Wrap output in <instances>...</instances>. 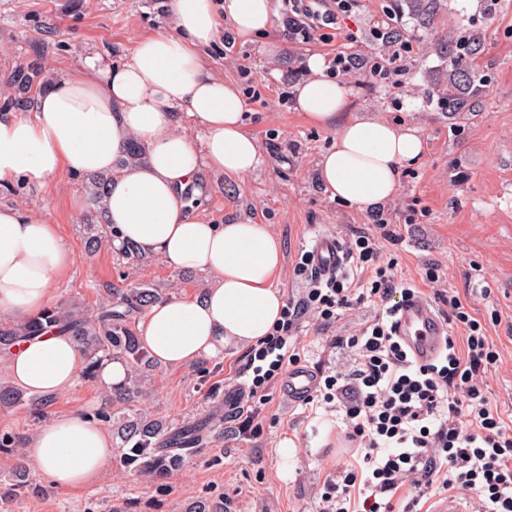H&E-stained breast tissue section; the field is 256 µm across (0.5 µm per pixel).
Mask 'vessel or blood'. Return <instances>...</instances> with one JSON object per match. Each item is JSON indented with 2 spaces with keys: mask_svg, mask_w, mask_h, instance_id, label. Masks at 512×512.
Returning a JSON list of instances; mask_svg holds the SVG:
<instances>
[{
  "mask_svg": "<svg viewBox=\"0 0 512 512\" xmlns=\"http://www.w3.org/2000/svg\"><path fill=\"white\" fill-rule=\"evenodd\" d=\"M309 265L320 278L335 277L346 263V248L335 232L318 234L307 251ZM396 332L411 358L425 363L435 359L444 345L448 325L432 302L423 294H415L404 302L397 314ZM318 371L306 364L288 368L278 381V389L291 403L309 399L319 386Z\"/></svg>",
  "mask_w": 512,
  "mask_h": 512,
  "instance_id": "b4317fda",
  "label": "vessel or blood"
}]
</instances>
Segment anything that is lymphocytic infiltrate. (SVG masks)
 I'll return each instance as SVG.
<instances>
[{
    "label": "lymphocytic infiltrate",
    "instance_id": "lymphocytic-infiltrate-1",
    "mask_svg": "<svg viewBox=\"0 0 512 512\" xmlns=\"http://www.w3.org/2000/svg\"><path fill=\"white\" fill-rule=\"evenodd\" d=\"M284 3L295 14L293 34L305 36L310 22L335 23L354 0H335L323 10L310 0ZM346 253L370 271L365 291L355 292L344 276L311 278L302 298L287 301L276 335L250 356L258 389L295 362L291 339L304 318L328 326L357 304L376 311L358 333L336 337L354 365L325 376L316 390L317 400L342 412L345 436L358 451L326 479L319 512H418L432 491L455 489L472 491L473 512H512V425L488 396L487 377L499 354L481 322L458 297H448V322L463 328V336H449L433 363L412 361L396 334L397 310L412 288L381 265L368 233L359 232Z\"/></svg>",
    "mask_w": 512,
    "mask_h": 512
}]
</instances>
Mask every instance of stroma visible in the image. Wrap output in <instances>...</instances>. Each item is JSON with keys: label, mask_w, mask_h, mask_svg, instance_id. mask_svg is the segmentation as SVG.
<instances>
[{"label": "stroma", "mask_w": 512, "mask_h": 512, "mask_svg": "<svg viewBox=\"0 0 512 512\" xmlns=\"http://www.w3.org/2000/svg\"><path fill=\"white\" fill-rule=\"evenodd\" d=\"M273 5L270 39L280 42L277 54L268 53L269 39H239L231 46L219 39L207 57L213 73L233 82L245 99L262 162L241 180L201 168L193 211L270 225L285 243V263L273 282L295 300L307 288L295 266L318 232L335 231L347 243L357 232L373 230L374 217H382L390 236L379 241L381 263H392L398 277L428 298L447 291L475 318L487 320L488 339L500 355L490 378L491 401L504 420H512V0H449L439 19L440 31H475L488 46L476 62L487 76L482 107L455 126L430 92L429 73L440 64L434 37L414 29L395 0H358L352 11L306 40L291 37L282 0ZM167 22L168 0H0V104L12 94L7 77L20 69L38 64L48 83L95 53L120 58L134 40L163 31ZM385 22L418 47L402 61L401 84L371 82L362 69L343 82L355 91L356 111L416 127L426 152L404 170L397 195L371 214L331 199L317 179L318 162L335 131L306 122L294 100L282 104L278 95L293 92L310 54L329 59L347 47L363 60L387 55ZM0 204L28 207L57 225L73 264L57 284L54 301L93 310L110 285L150 284L176 299L197 297L207 284L205 274L174 270L158 256L136 265L113 248L87 252L82 226L90 221L91 206L85 178L62 175L40 187L0 185ZM433 265L441 275L435 284L425 276ZM372 316L365 303L327 329L305 319L295 336L301 361L328 374L348 371L351 358L334 349L332 340L354 334ZM248 359V353L228 350L223 358L189 367H155L154 391L144 409L172 428L207 425L204 447L169 478L147 480L116 460L94 486L69 490L48 484L40 498L0 502V512L126 506L134 512H181L184 503L200 497L223 500L224 512H319L325 477L351 462L356 451L341 440L335 413L323 405L288 403L273 382L258 392L259 414L250 427H243L238 413H225V389L253 377ZM104 399L92 379L82 378L56 399L47 417L0 412V431L26 442L46 418L90 412ZM286 439L296 451L285 459L278 445Z\"/></svg>", "instance_id": "35a3bbf8"}]
</instances>
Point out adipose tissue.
<instances>
[{"mask_svg":"<svg viewBox=\"0 0 512 512\" xmlns=\"http://www.w3.org/2000/svg\"><path fill=\"white\" fill-rule=\"evenodd\" d=\"M274 15L272 0H170L168 31L137 39L117 62L106 53L89 57L87 73L55 80L30 115H0V184L112 174L105 210L119 242L207 275L201 297L161 299L146 311L142 342L164 367L250 349L281 319L284 296L273 283L284 258L281 238L266 224L201 217L188 199L200 168L242 179L262 162L244 98L203 54L223 25L248 41L268 33ZM307 68L295 107L336 132L318 163L320 183L354 209H378L397 194L402 170L423 158L422 135L375 115L355 116L349 89L326 76L321 55H310ZM182 114L202 130L200 141L179 131ZM132 140L145 146L146 159L119 166ZM72 263L56 225L24 207H0L1 319L40 314ZM86 363L81 347L55 331L0 354L13 385L55 396L70 392ZM24 451L54 486L85 488L109 469L114 444L101 422L75 411L43 425Z\"/></svg>","mask_w":512,"mask_h":512,"instance_id":"obj_1","label":"adipose tissue"}]
</instances>
